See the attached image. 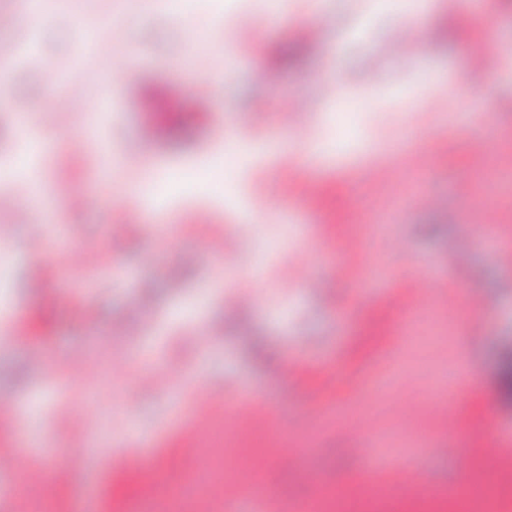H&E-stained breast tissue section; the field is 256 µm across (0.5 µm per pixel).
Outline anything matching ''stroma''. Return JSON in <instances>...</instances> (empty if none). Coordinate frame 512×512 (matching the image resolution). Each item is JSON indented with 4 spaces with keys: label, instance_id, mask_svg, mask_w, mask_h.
<instances>
[{
    "label": "stroma",
    "instance_id": "35a3bbf8",
    "mask_svg": "<svg viewBox=\"0 0 512 512\" xmlns=\"http://www.w3.org/2000/svg\"><path fill=\"white\" fill-rule=\"evenodd\" d=\"M224 0L212 15L152 8L149 0H47L52 24L30 25L29 0H0V159L22 149L20 129L37 130L46 196H81L79 210L44 211L29 187L0 181V395L21 402L26 431L0 424V481L20 486L40 512H121L158 481L185 478L197 466L190 445L226 463L203 501L187 512H222L224 485L242 464L263 474L260 498L233 512H281L288 500L314 498L306 468L330 471L338 487L374 464L358 454L364 430L389 437L409 477L470 485L483 459L461 451L494 443L512 452V399L496 374L512 345V6H500L497 70L487 76L471 55L482 31L428 38L420 55L387 52L393 7L373 14L369 0H297L301 21L316 20L312 44L294 66L259 83L267 52L287 44L274 0ZM124 15L112 72L94 51L71 72L27 76L10 55L19 33L34 28L42 54L68 53L113 13ZM261 25L248 41L227 39L244 14ZM361 39L343 57L333 46L358 21ZM80 92L59 128L36 111ZM470 97L478 122L462 119L445 84ZM306 100L291 127L277 112ZM354 128L340 139L337 113ZM140 154L127 147L143 130ZM487 150L470 151L475 136ZM365 143L375 155L361 154ZM119 165L107 180L102 156ZM171 165L220 166L225 178L163 202L153 216L115 225L119 206L143 193ZM435 197L439 207L425 206ZM278 210H269L270 199ZM263 211L255 236L271 240L270 260L255 258L239 236L241 214ZM44 232L32 237L30 223ZM254 273L256 300L234 302L241 270ZM423 292L415 302V292ZM479 306H472V299ZM151 314L138 337L114 335ZM44 313L49 328L34 325ZM42 349L41 361L28 356ZM89 370L82 378L71 359ZM298 378L289 379L288 367ZM168 390L126 394L151 371ZM222 387L206 432L189 417L173 420L174 402ZM66 390L89 422H66L35 394ZM252 395L272 417L240 429L227 401ZM295 451L292 462L281 459ZM38 473L26 482L27 473Z\"/></svg>",
    "mask_w": 512,
    "mask_h": 512
}]
</instances>
